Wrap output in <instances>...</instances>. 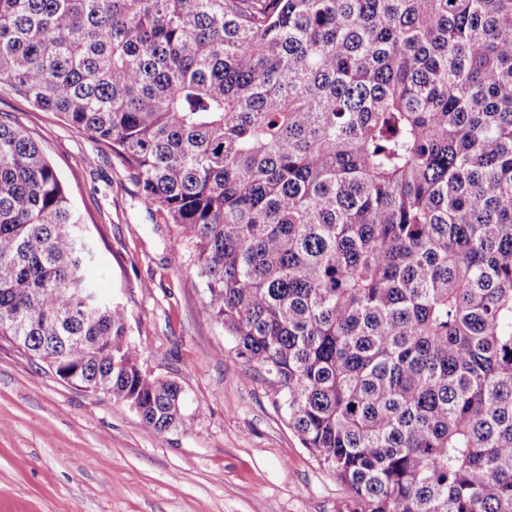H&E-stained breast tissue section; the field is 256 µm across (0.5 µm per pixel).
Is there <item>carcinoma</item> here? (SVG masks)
<instances>
[{
  "mask_svg": "<svg viewBox=\"0 0 512 512\" xmlns=\"http://www.w3.org/2000/svg\"><path fill=\"white\" fill-rule=\"evenodd\" d=\"M112 149L350 512H512V0H0V86ZM0 116V336L187 430Z\"/></svg>",
  "mask_w": 512,
  "mask_h": 512,
  "instance_id": "1",
  "label": "carcinoma"
}]
</instances>
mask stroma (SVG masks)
Masks as SVG:
<instances>
[{"label":"stroma","mask_w":512,"mask_h":512,"mask_svg":"<svg viewBox=\"0 0 512 512\" xmlns=\"http://www.w3.org/2000/svg\"><path fill=\"white\" fill-rule=\"evenodd\" d=\"M0 113L43 148L95 243L97 286L128 315L143 372L182 388L190 429L66 382L0 339V512H347L266 375L204 310L191 243L148 205L110 148L0 88Z\"/></svg>","instance_id":"35a3bbf8"}]
</instances>
